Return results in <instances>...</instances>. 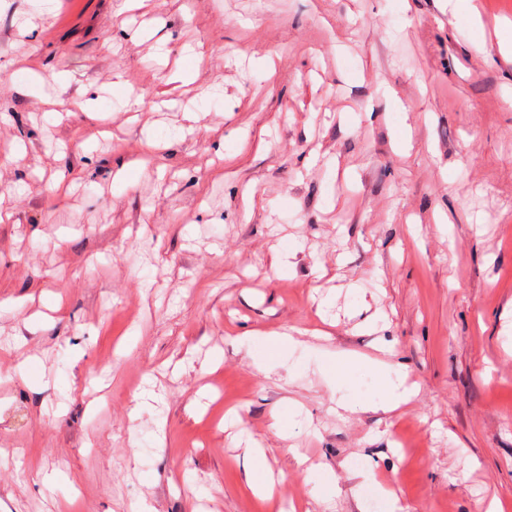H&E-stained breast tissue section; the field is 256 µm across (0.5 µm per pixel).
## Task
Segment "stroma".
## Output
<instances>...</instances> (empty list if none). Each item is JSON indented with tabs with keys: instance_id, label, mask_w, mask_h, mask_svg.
<instances>
[{
	"instance_id": "35a3bbf8",
	"label": "stroma",
	"mask_w": 512,
	"mask_h": 512,
	"mask_svg": "<svg viewBox=\"0 0 512 512\" xmlns=\"http://www.w3.org/2000/svg\"><path fill=\"white\" fill-rule=\"evenodd\" d=\"M34 2L0 0V512H512V0ZM380 376V400L382 408L396 409L408 403L414 396V389L406 385L405 377L399 376L397 379H392L387 373H381Z\"/></svg>"
}]
</instances>
